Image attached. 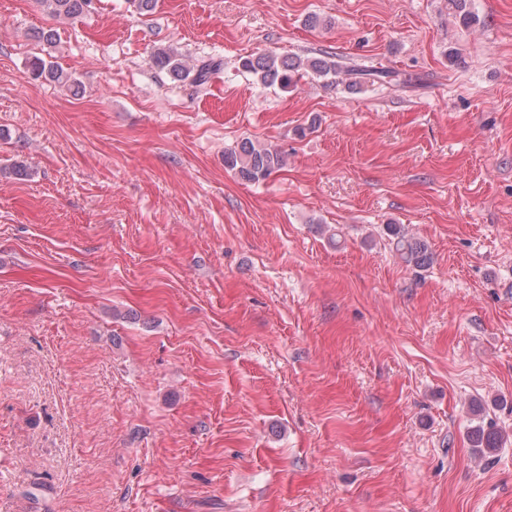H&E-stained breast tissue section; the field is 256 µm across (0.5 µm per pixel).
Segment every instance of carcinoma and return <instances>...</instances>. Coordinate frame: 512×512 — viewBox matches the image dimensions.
Wrapping results in <instances>:
<instances>
[{
	"mask_svg": "<svg viewBox=\"0 0 512 512\" xmlns=\"http://www.w3.org/2000/svg\"><path fill=\"white\" fill-rule=\"evenodd\" d=\"M40 2L49 9L50 13L68 18L81 15L85 7L91 4V0H40ZM450 3L462 25L470 26L477 22L476 14L470 9L469 0H450ZM153 60L157 66L168 70L177 78H191V83L196 86L206 85L211 75L222 66L221 60L207 57L189 67L172 50L157 51ZM240 65L243 70L257 77L262 85L277 86L281 89L296 87L310 72L320 77L334 76L338 67L333 55L302 61L273 52L245 56L241 59ZM30 72L35 78H44L55 83L70 81L68 74L41 58L31 62ZM346 72L353 76L349 86L356 89L367 83L389 84L397 77V74L391 70L375 67L350 66L346 68ZM283 162V156L277 149L247 139L224 153V167L249 183H260L266 180L282 167ZM387 233L392 238L396 254L404 263L418 269L426 268L431 264L432 257L425 243L406 236L397 224L387 225ZM473 443L475 447L491 453L502 444V436L493 426L486 429L478 428L475 430Z\"/></svg>",
	"mask_w": 512,
	"mask_h": 512,
	"instance_id": "carcinoma-1",
	"label": "carcinoma"
}]
</instances>
